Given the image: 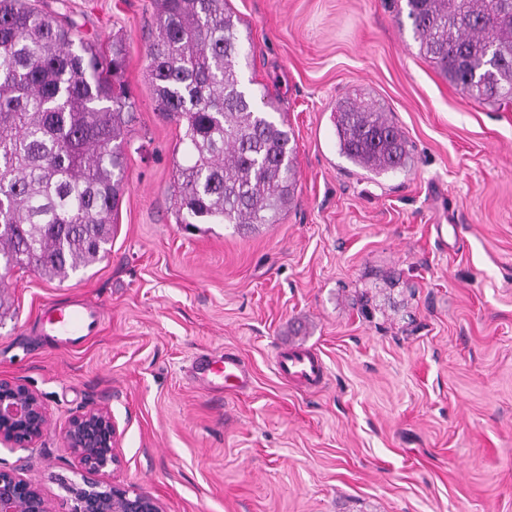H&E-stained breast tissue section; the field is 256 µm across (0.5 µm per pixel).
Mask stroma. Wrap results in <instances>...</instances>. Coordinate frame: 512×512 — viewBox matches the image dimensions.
<instances>
[{"label": "stroma", "mask_w": 512, "mask_h": 512, "mask_svg": "<svg viewBox=\"0 0 512 512\" xmlns=\"http://www.w3.org/2000/svg\"><path fill=\"white\" fill-rule=\"evenodd\" d=\"M83 39L126 45L135 106L107 257L65 281L0 275V376L43 398L30 448L0 447L55 512L79 465L62 437L109 403L119 464L99 474L165 512H512V101L465 97L420 55L396 0H228L294 136L279 223L187 230L171 211L179 129L155 109L154 0H38ZM370 93L412 144L379 176L337 147L338 99ZM53 300L99 310L78 348L40 335ZM315 350V388L277 372ZM245 359L242 394L192 383L195 357Z\"/></svg>", "instance_id": "1"}]
</instances>
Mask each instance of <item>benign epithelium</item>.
Listing matches in <instances>:
<instances>
[{
  "label": "benign epithelium",
  "mask_w": 512,
  "mask_h": 512,
  "mask_svg": "<svg viewBox=\"0 0 512 512\" xmlns=\"http://www.w3.org/2000/svg\"><path fill=\"white\" fill-rule=\"evenodd\" d=\"M50 421L39 394L18 379L0 377V444L10 448L41 439ZM78 458L81 480L68 487L67 512H163L148 492L120 483L102 485L91 475L118 464L117 427L107 405H94L70 418L62 430ZM0 512H55L22 468L0 467Z\"/></svg>",
  "instance_id": "1"
}]
</instances>
